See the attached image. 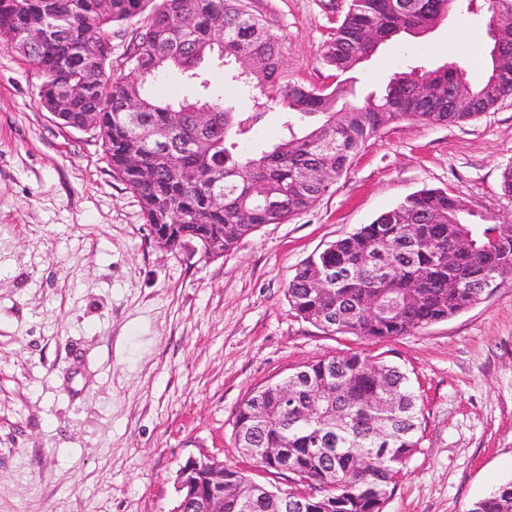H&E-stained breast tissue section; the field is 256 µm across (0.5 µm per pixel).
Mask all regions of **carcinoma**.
Wrapping results in <instances>:
<instances>
[{
    "instance_id": "obj_1",
    "label": "carcinoma",
    "mask_w": 512,
    "mask_h": 512,
    "mask_svg": "<svg viewBox=\"0 0 512 512\" xmlns=\"http://www.w3.org/2000/svg\"><path fill=\"white\" fill-rule=\"evenodd\" d=\"M459 0H351L335 36L321 50L336 82L306 87L282 80L280 37L241 0H0V27L52 28L66 35L12 47L44 75L47 110L74 122L94 114L96 134L115 177L138 198L145 223L166 247L193 238L205 253L217 238L228 253L264 224H284L311 209L332 183L311 177L329 167L340 176L354 155L390 123L415 118L456 125L512 96V53L490 57L486 80L443 64L394 74L380 96L347 99L346 75L387 42L437 27ZM130 33L120 69L112 36ZM263 61L238 78L254 108L236 112L211 85L210 58ZM178 71L191 97L168 101L150 88ZM94 77L71 97L67 82ZM284 109V135L256 153L246 149L268 104ZM138 112L170 132L167 148L145 140ZM209 113L201 125L197 113ZM189 142L197 144L192 151ZM461 199L437 189L407 196L371 223L310 256L288 283L289 306L323 331L379 340L410 335L478 303L488 276L512 277V224L493 215L473 221ZM463 239L470 252H457ZM296 395L288 402L285 390ZM419 395L408 374L353 353L304 364L252 391L238 409L240 448H286L288 468L324 484L307 512H381L388 489L420 441ZM249 475L224 468V508L249 492ZM468 512H512V480Z\"/></svg>"
}]
</instances>
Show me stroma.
<instances>
[{"mask_svg":"<svg viewBox=\"0 0 512 512\" xmlns=\"http://www.w3.org/2000/svg\"><path fill=\"white\" fill-rule=\"evenodd\" d=\"M351 0H243L280 36L287 80L332 82L320 56ZM486 0L355 71L356 97L407 67L486 74ZM41 72L0 44V512H172L179 469L211 457L270 488L235 441L239 406L307 362L360 353L419 388L421 442L383 512H468L512 479V280L414 334H330L291 310L288 282L337 238L406 196L447 191L512 221V97L440 126L400 119L331 191L223 257L159 247L94 133L59 125Z\"/></svg>","mask_w":512,"mask_h":512,"instance_id":"obj_1","label":"stroma"}]
</instances>
